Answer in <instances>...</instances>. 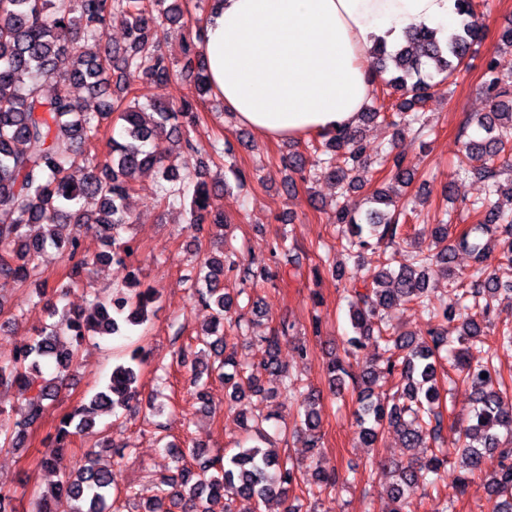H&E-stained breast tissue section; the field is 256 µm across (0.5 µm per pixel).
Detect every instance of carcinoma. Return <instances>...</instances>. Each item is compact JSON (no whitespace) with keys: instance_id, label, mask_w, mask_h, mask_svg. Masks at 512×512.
I'll list each match as a JSON object with an SVG mask.
<instances>
[{"instance_id":"obj_1","label":"carcinoma","mask_w":512,"mask_h":512,"mask_svg":"<svg viewBox=\"0 0 512 512\" xmlns=\"http://www.w3.org/2000/svg\"><path fill=\"white\" fill-rule=\"evenodd\" d=\"M478 4L474 0H456L462 23L441 40L436 31L419 28L407 35V44L392 52L384 41L372 50L379 70L384 98L398 95L391 106L372 103L362 117L367 120L394 118L392 124L410 128L425 127L422 114L414 106L436 93L438 86L457 76L470 58L482 28L475 22ZM170 23L184 19L183 0H0V211L15 218L0 224V284L18 285L39 277V254L51 245L64 254L69 265L64 278L74 285L82 281L92 266L116 256L130 255L131 246L110 254L88 257L80 252V238L94 231L115 244L120 232L133 223L126 205L134 190L136 176L154 169L170 183L164 199L174 204L184 198L178 180L177 165L168 143L181 145L187 156H197L196 181L189 202V223L195 230L203 225L224 227V215L217 199L229 184L208 180L212 157L224 153L217 144L201 152L182 124L194 116L199 101L212 94L209 76L199 45L203 41L202 21H197L194 36L182 47L181 58L172 63L161 52L156 17ZM119 19L126 29V43L118 47L107 38L112 21ZM86 36L98 40L99 49L87 56L79 49ZM68 61L64 74L58 66ZM60 78L65 84H77L102 99L99 110L85 112L70 94L61 89L47 96L46 81ZM177 79L191 87L196 97L185 99L177 107L140 103L141 89L154 83ZM483 86L490 109L478 114L477 132L464 140L457 172L471 171L486 182L487 196L502 192L499 177L512 169V99L506 81L491 59L485 62ZM120 123L119 135L110 139V151L104 158L93 153L103 124ZM327 148L344 157V166L332 159L322 175L340 189L361 184L360 173L368 168L366 145L356 129H339L320 134L312 144L315 152ZM389 164L391 179L407 186L412 174L402 157L379 158ZM79 169L76 181L70 171ZM506 210L497 202L484 200L472 204L473 226L452 236L451 225L441 222L426 248H418L412 261L393 269L395 257L384 259L385 268L374 285L365 291L350 289V320L353 335L344 341V355L330 358L326 371L329 391L336 394L351 380L358 391L356 424L367 448H376L385 430L392 428L404 448H424L427 454L412 456L407 462L392 458L379 460L381 473L389 478L386 492L395 504L393 512H402V504L414 492L432 484L435 474L454 455L459 463L461 485L483 475L484 458L494 452L506 459L499 471L487 479L492 512H512V382L505 381L498 365L501 350L512 351V321L497 328L491 345L484 339L483 323L489 320L490 300L512 283L502 281L494 271L479 269L463 279L452 267L456 251L476 250L470 241L474 231L497 238L499 265L512 268V181L507 189ZM91 200L96 209H85ZM371 207L362 213L344 207L336 209L334 223L339 225L338 245L357 254L373 241L396 242L403 235L399 215L389 212L395 200L383 189L373 191ZM39 226L35 235L29 233ZM204 255L191 277L194 301L211 310L209 323L196 336L199 350L180 349L178 362L190 366L192 384L204 410H210L205 391L208 380L224 381L230 401L265 398L268 391L253 374H245L228 347L224 324L242 329L244 317L235 313L234 298L224 291V273L240 285L237 295L247 289L262 288L277 280L266 264L241 265L232 259ZM434 271L448 279L449 301L438 304L429 290ZM159 291L139 288L138 274L115 288L105 299L96 298L81 312L52 310L59 319L36 330L31 342L9 359H0V388L18 387L24 402L15 410V418L0 409V447L19 449L29 433L37 430L49 407L55 404L64 378L78 364L79 347L94 333L124 335L149 320L159 301ZM400 304H413L431 315L427 336L416 338L407 333H391L386 311ZM459 322L456 341L451 346L448 324ZM294 331V323L284 317L269 335L259 341L258 367L279 387L300 398L295 430L306 431L310 447L320 439V393L304 389L290 376L277 352L282 338ZM378 345L377 365L368 372L354 374L349 359L368 342ZM448 351V366L454 375L475 390V405L465 424L445 434L440 410L438 366L440 352ZM149 352L133 349L128 364L112 370L109 383L97 391L89 403L62 415L55 442L40 458V466L61 469L60 448L64 441L93 429L96 418L112 415L137 395L136 368L148 361ZM487 377H481V374ZM399 393L400 403L387 405L374 393L378 382ZM238 419L249 432L250 446H237L224 453L210 454L194 448L166 444L178 479L165 478L155 501L144 512H171L165 500L180 507V512H214L212 505L224 501L222 512H233L236 499L254 500L257 512H310L304 502L329 496L339 484L336 473H315V481L303 482L299 465L272 448L271 436L262 427L269 417L238 410ZM112 468L90 460L69 471L55 484L53 497L65 496L79 506L74 512H112L108 494L112 490ZM301 487L302 497L290 504L289 492Z\"/></svg>"}]
</instances>
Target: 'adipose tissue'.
Returning <instances> with one entry per match:
<instances>
[{"mask_svg":"<svg viewBox=\"0 0 512 512\" xmlns=\"http://www.w3.org/2000/svg\"><path fill=\"white\" fill-rule=\"evenodd\" d=\"M455 0H213L200 46L213 91L268 139L354 127L377 40L425 26L447 37Z\"/></svg>","mask_w":512,"mask_h":512,"instance_id":"adipose-tissue-1","label":"adipose tissue"}]
</instances>
